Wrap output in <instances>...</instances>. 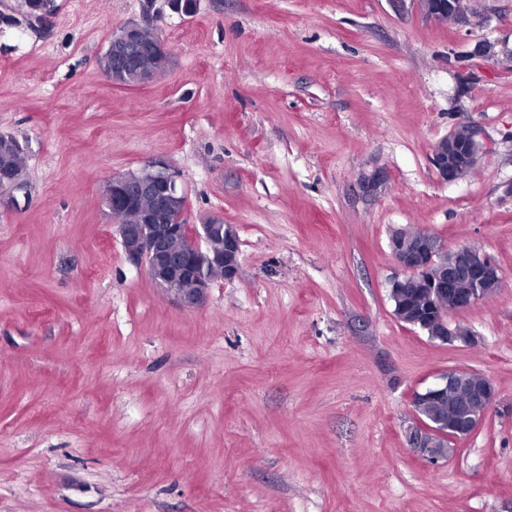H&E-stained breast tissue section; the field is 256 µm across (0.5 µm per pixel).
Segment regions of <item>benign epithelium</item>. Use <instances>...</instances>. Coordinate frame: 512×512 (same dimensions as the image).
I'll use <instances>...</instances> for the list:
<instances>
[{
  "instance_id": "obj_1",
  "label": "benign epithelium",
  "mask_w": 512,
  "mask_h": 512,
  "mask_svg": "<svg viewBox=\"0 0 512 512\" xmlns=\"http://www.w3.org/2000/svg\"><path fill=\"white\" fill-rule=\"evenodd\" d=\"M465 0H414L425 17L444 24H454L464 14ZM159 11L151 0L145 2L141 17L129 22L116 37L131 47H146L159 56L169 54L158 32ZM480 144L469 125L455 127L437 141L432 163L440 179L455 182L470 173L478 162ZM161 168V173L146 180L131 181L120 175L112 178V211L122 214L126 206L150 195L153 206L142 212L137 224L119 225L121 244L127 258L145 268L151 283L168 300L184 309L201 305L215 278L210 269L222 271L226 282L234 280L240 268V240L229 224L211 218L209 224H186L185 214L173 221L168 211L173 197L183 194L178 175L166 164L149 161L146 169ZM390 252L400 274L390 280L389 298L396 318L412 327L421 326L433 341L442 344L459 342L473 349L479 340L462 324H448L450 313L464 310L497 294L501 287L500 270L479 249L462 245L454 249L448 263L441 256L448 249L433 234L424 230L400 228L390 239ZM432 297L437 316L412 306L417 293L414 282ZM450 392L462 401L449 418L427 421L422 418L411 427L407 441L421 459L435 464L450 454L449 443L475 433L497 400L496 389L485 374L472 368H451L436 381L412 393L413 408L440 401Z\"/></svg>"
}]
</instances>
